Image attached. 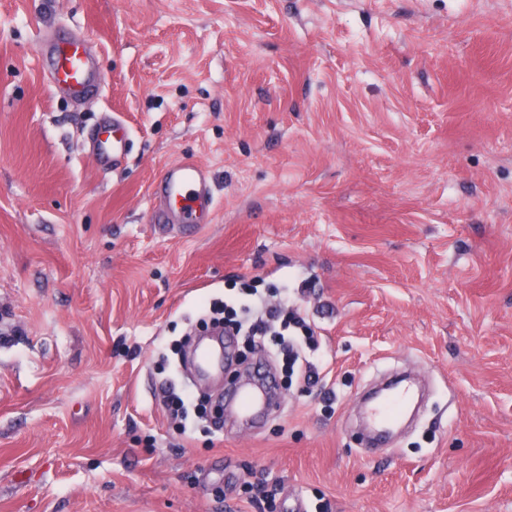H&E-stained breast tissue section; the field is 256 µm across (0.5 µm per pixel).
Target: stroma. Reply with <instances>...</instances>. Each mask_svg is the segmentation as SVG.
Masks as SVG:
<instances>
[{
	"instance_id": "stroma-1",
	"label": "stroma",
	"mask_w": 512,
	"mask_h": 512,
	"mask_svg": "<svg viewBox=\"0 0 512 512\" xmlns=\"http://www.w3.org/2000/svg\"><path fill=\"white\" fill-rule=\"evenodd\" d=\"M104 78L55 94L38 42ZM131 130L99 169L87 132ZM192 157L217 207L160 234ZM292 304L321 382L180 431L202 303ZM433 396L367 454L361 393ZM512 512V0H0V512ZM38 51L48 66L55 92L74 103H85L97 98L104 86L94 57L84 44L75 38L42 40ZM130 132L119 113H104L90 133L94 161L108 170L118 166L127 154Z\"/></svg>"
}]
</instances>
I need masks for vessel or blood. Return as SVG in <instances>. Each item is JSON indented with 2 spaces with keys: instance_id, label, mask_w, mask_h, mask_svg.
I'll return each instance as SVG.
<instances>
[{
  "instance_id": "vessel-or-blood-1",
  "label": "vessel or blood",
  "mask_w": 512,
  "mask_h": 512,
  "mask_svg": "<svg viewBox=\"0 0 512 512\" xmlns=\"http://www.w3.org/2000/svg\"><path fill=\"white\" fill-rule=\"evenodd\" d=\"M38 51L48 66L55 92L75 103L97 98L104 86L94 57L75 38L42 40ZM130 132L119 113H104L90 133L94 161L107 170L124 159ZM153 194L158 201L153 219L158 228L184 232L197 228L214 212L217 202L209 184L208 169L191 158L168 166L155 183ZM234 356L232 338L213 331L200 337L195 349L194 370L198 379L207 380L223 374ZM411 398L408 387L402 386L389 397L375 404L371 417L377 426L394 422ZM226 404L237 415L271 414L277 407L273 384L263 381L257 386L230 385L224 392Z\"/></svg>"
}]
</instances>
